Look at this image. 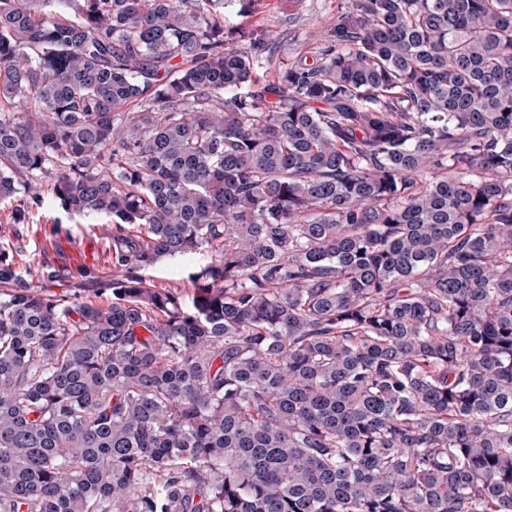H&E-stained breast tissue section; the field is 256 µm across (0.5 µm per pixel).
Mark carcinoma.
Instances as JSON below:
<instances>
[{
    "instance_id": "cac0c4a2",
    "label": "carcinoma",
    "mask_w": 512,
    "mask_h": 512,
    "mask_svg": "<svg viewBox=\"0 0 512 512\" xmlns=\"http://www.w3.org/2000/svg\"><path fill=\"white\" fill-rule=\"evenodd\" d=\"M233 1L0 0V512H512V0ZM341 1L343 0H263L261 11L250 17L246 23L256 28L268 25L269 22H283L279 30L284 33V42L279 53L284 57H296L316 46L310 37L311 31H324L336 22ZM289 15L295 17L290 25ZM57 220H61L63 229L70 231L69 241L62 239V248L69 258H78L80 253L85 252L87 259L86 262L91 264L93 255L97 253V269L99 271H108V267L104 265L106 256L103 257L102 253L105 247L101 243H96L93 232L98 236L100 232L97 230L99 224H106L108 221L99 217H76L73 220H68L62 213L49 201L46 200L44 205L38 209H32L29 213L28 224H24L23 240H20L25 254L22 257L23 261L20 264V271L25 275V261H28L33 256H39L43 252H48L51 257L57 258L55 266L58 267L62 264H69L68 260L58 258L55 254L54 245L44 236V228L54 224ZM210 260L206 252L197 253L189 261L179 259H164L145 274L148 279L163 287L188 289V273Z\"/></svg>"
}]
</instances>
